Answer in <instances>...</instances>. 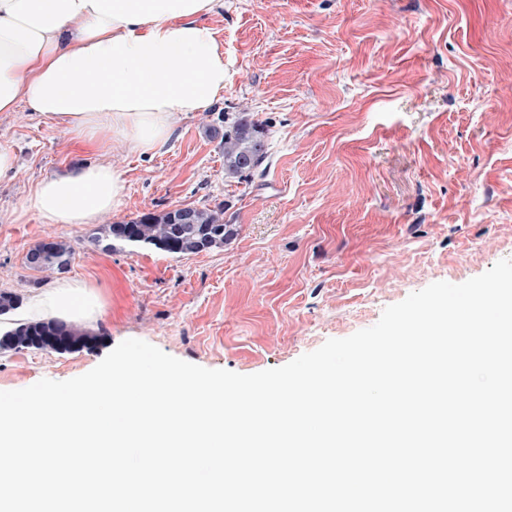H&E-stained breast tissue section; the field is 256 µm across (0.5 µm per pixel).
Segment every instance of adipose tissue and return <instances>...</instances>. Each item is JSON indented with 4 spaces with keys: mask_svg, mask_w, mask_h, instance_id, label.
I'll use <instances>...</instances> for the list:
<instances>
[{
    "mask_svg": "<svg viewBox=\"0 0 512 512\" xmlns=\"http://www.w3.org/2000/svg\"><path fill=\"white\" fill-rule=\"evenodd\" d=\"M223 0H0V112L26 103L76 138L150 154L173 122L224 91V52L205 18ZM110 157L39 182L26 209L46 224H93L118 207ZM83 283L37 296L40 319H90Z\"/></svg>",
    "mask_w": 512,
    "mask_h": 512,
    "instance_id": "1",
    "label": "adipose tissue"
}]
</instances>
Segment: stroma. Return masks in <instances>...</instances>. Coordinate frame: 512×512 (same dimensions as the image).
Masks as SVG:
<instances>
[{"instance_id": "1", "label": "stroma", "mask_w": 512, "mask_h": 512, "mask_svg": "<svg viewBox=\"0 0 512 512\" xmlns=\"http://www.w3.org/2000/svg\"><path fill=\"white\" fill-rule=\"evenodd\" d=\"M207 21L222 97L178 116L156 154L114 149L123 191L104 221L221 203L239 227L223 248L108 251L95 225L43 223L31 188L101 152L27 104L0 112L16 157L0 180V290L19 319L65 279L100 308L93 348L0 351V391L85 374L130 338L208 369L282 367L512 259V0H224ZM241 112L267 129L266 171L247 179L225 177L209 135ZM48 237L73 248L66 270L30 269Z\"/></svg>"}]
</instances>
